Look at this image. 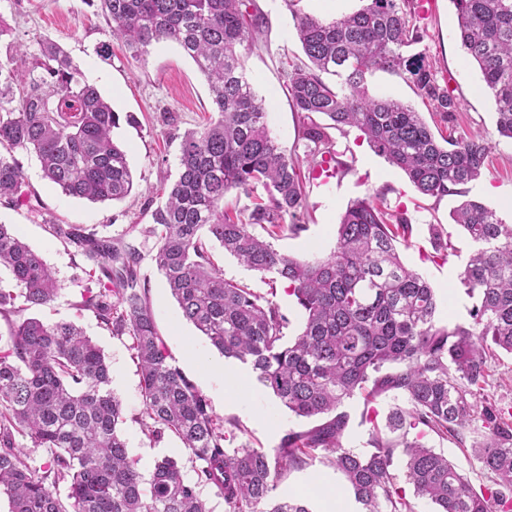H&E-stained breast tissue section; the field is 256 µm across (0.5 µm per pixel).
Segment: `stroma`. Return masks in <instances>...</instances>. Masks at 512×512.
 <instances>
[{"label": "stroma", "mask_w": 512, "mask_h": 512, "mask_svg": "<svg viewBox=\"0 0 512 512\" xmlns=\"http://www.w3.org/2000/svg\"><path fill=\"white\" fill-rule=\"evenodd\" d=\"M431 2L429 12L416 15L420 40L407 53L430 64L437 72L438 81L446 84L459 100L460 108L450 130L452 137L465 139L479 132L491 134L489 166L480 180L470 184L468 196L499 208L503 219L512 224V209L504 205L505 200L512 198V140L496 134L495 103L481 90L482 76L477 65L463 57L451 0ZM257 3L265 22L244 53L246 69L257 96L266 104L272 134L286 154L301 157L305 147L299 137V117L285 90L287 72L305 60L292 13L298 10L332 19L358 10L362 0H335L330 9L322 0H297L292 8L287 7L285 0H257ZM0 20L11 28L12 42L21 44L28 53L38 51V40L42 37L59 44L115 111L134 118L133 123H121L113 131L114 141L128 153L134 180L129 196L120 201L94 203L65 195L44 179L34 154L18 149L14 156L22 168L23 189L36 196L38 207L32 210L25 205H0V222L12 225L43 256L60 286L54 301L35 309V316L48 323L77 322L110 363L112 388L125 408L126 421L121 432L128 454L137 461L139 470L150 474L156 459L169 455L180 461L186 480H195L197 463L178 438L170 433L153 438L143 426L144 406L138 367L131 350L132 339L112 334L95 314L76 309V301L90 286L86 275L88 265L48 232L47 223L53 220L60 224H81L115 240L132 239V226L149 225L152 210L165 201L160 190L162 182L174 181L179 173V133L201 128L214 115L208 81L180 46L171 41L153 44L147 55L132 58L122 40L114 35L112 20L98 13L90 0H0ZM104 44L111 50L105 58L99 54ZM367 85L370 94L399 100L419 112L426 124L434 123L433 105L418 95L408 73L376 71L368 76ZM167 112L175 115L174 125L164 122L163 115ZM330 135L337 160L347 162L351 169L328 185L308 186L307 230L297 236L285 234L276 240V247L299 259L329 255L335 248L336 226L347 205L355 199L373 196L384 207L408 217L411 236L408 242L399 244L398 252L407 267L435 288L439 324L470 325V311L476 300L461 285L459 275L473 244L452 221L460 197L451 195L440 200L423 197L405 173L375 154L356 129H334ZM435 227L454 245L444 261L434 256L431 230ZM211 253L225 279L245 284L263 295L274 293L276 302L291 320L288 336L299 332L302 316L288 294L287 283H270L268 277L225 254L220 245H213ZM141 278L149 291L158 330L175 364L206 395L217 418L227 424L237 423L238 429L228 436L226 447L270 450L278 447L288 432L311 428L310 420L296 418L280 406L255 378L227 385L210 376V366L222 364L224 358L183 318L148 248L143 251ZM488 366L483 400L512 406V355L496 352L489 357ZM399 401V396L386 393L370 403L359 395L345 402L343 409L349 415L346 447L367 451L370 426L364 420L365 415L373 413L378 419H385L389 409ZM425 441L448 457L473 485L492 483L493 473L479 468L471 447L432 433L426 434ZM328 482L339 487L343 479L316 459L306 468L284 475L275 494L306 497L313 512H322L323 488Z\"/></svg>", "instance_id": "stroma-1"}]
</instances>
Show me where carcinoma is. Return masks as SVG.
<instances>
[{"instance_id":"carcinoma-1","label":"carcinoma","mask_w":512,"mask_h":512,"mask_svg":"<svg viewBox=\"0 0 512 512\" xmlns=\"http://www.w3.org/2000/svg\"><path fill=\"white\" fill-rule=\"evenodd\" d=\"M98 2L132 57L173 41L210 85L217 118L183 134L178 178L162 187L167 199L140 231L154 239L153 260L183 318L222 356L250 365L258 384L295 416L325 422L288 432L271 453L226 448L224 423L172 363L157 331L139 277L142 243H115L79 224L51 223L55 237L91 262L95 287L81 294L76 308L133 340L144 427L156 438L174 434L199 462L194 482L166 456L144 481L120 434L124 407L110 388L104 354L72 321L25 315L51 302L58 284L43 257L0 224V265L15 282L13 289L0 287V318L9 327L0 343V499L8 512H208L202 484L218 488L228 512H312L308 499L273 492L316 451L342 475L363 512H414L392 469L397 448L405 457V483L438 512H512V407L480 400L489 351L512 353V224L467 198L466 188L484 173L490 143L482 135L439 141L411 107L365 87L366 73L407 66L404 51L418 41L414 0H363L359 10L328 21L292 11L309 65L287 73L286 89L301 114L308 169L331 153L329 130L354 127L421 194L464 198L453 218L475 244L460 273V283L478 295L469 327L437 325L434 288L397 251L408 219L369 197L347 206L335 249L323 259L298 260L270 241L306 229V174L302 160L284 153L272 135L264 100L245 72L240 47L264 23L254 0ZM451 2L464 58L477 64L494 99L498 134L512 140V0ZM6 53L7 62H0V204L31 203L16 149L34 152L44 177L69 196L91 202L128 196L129 161L111 133L132 116L114 111L51 39H40L31 55L9 42ZM408 73L440 121L450 124L458 102L448 87L424 64ZM325 74L337 78V86L328 85ZM257 184L267 201L243 211L221 208L226 194H247ZM255 225L269 239L250 231ZM209 241L271 282L288 283L303 315L292 340L279 305L225 279L210 259ZM390 391L405 406L392 408L382 427L366 416L371 450L344 447V402L358 393L370 402ZM418 427L459 444L466 429L480 435L473 454L481 469L494 473L493 484L474 486L448 458L408 439ZM20 437L44 449L43 466L19 449Z\"/></svg>"}]
</instances>
